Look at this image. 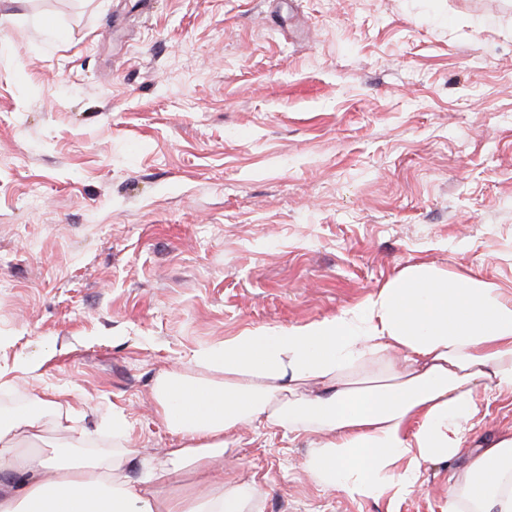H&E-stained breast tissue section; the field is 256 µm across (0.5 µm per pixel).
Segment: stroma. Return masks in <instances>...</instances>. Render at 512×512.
I'll return each instance as SVG.
<instances>
[{"mask_svg": "<svg viewBox=\"0 0 512 512\" xmlns=\"http://www.w3.org/2000/svg\"><path fill=\"white\" fill-rule=\"evenodd\" d=\"M0 409L59 396L93 448L177 443L157 376L363 305L406 267L512 295V0H0ZM54 19L62 42L37 19ZM512 432L481 406L412 492L325 491L246 427L255 512H442Z\"/></svg>", "mask_w": 512, "mask_h": 512, "instance_id": "obj_1", "label": "stroma"}]
</instances>
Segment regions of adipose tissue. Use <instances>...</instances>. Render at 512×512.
<instances>
[{
    "label": "adipose tissue",
    "instance_id": "1",
    "mask_svg": "<svg viewBox=\"0 0 512 512\" xmlns=\"http://www.w3.org/2000/svg\"><path fill=\"white\" fill-rule=\"evenodd\" d=\"M503 390L512 391V297L476 275L412 265L362 308L248 330L161 373L158 415L179 439L161 455L124 447L121 415L111 452L90 454L55 400L34 414L1 411L0 512H252L259 486L209 488L228 436L247 426L315 435L306 468L325 490L409 492L421 463L459 455L466 424ZM52 426L67 431L66 445L49 446ZM188 468L196 497L163 496L159 480ZM445 512H512V435L469 456Z\"/></svg>",
    "mask_w": 512,
    "mask_h": 512
}]
</instances>
